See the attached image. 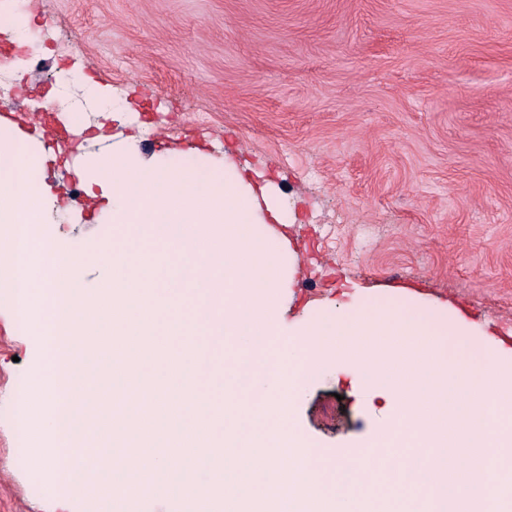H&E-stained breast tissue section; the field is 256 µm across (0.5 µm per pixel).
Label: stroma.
I'll return each instance as SVG.
<instances>
[{"label": "stroma", "instance_id": "stroma-1", "mask_svg": "<svg viewBox=\"0 0 512 512\" xmlns=\"http://www.w3.org/2000/svg\"><path fill=\"white\" fill-rule=\"evenodd\" d=\"M42 49L10 42L19 79L0 115L30 132L29 97L72 71L111 98L109 134L144 156L229 159L270 187L299 254L284 330L393 286L448 303L512 346V0H30ZM102 145L76 137L73 153ZM73 153L45 159L48 187L85 186ZM45 233L90 254L112 235L90 208ZM41 339L0 302V512H62L18 467L17 379ZM340 363L308 377L294 427L332 459L385 424L378 391Z\"/></svg>", "mask_w": 512, "mask_h": 512}]
</instances>
